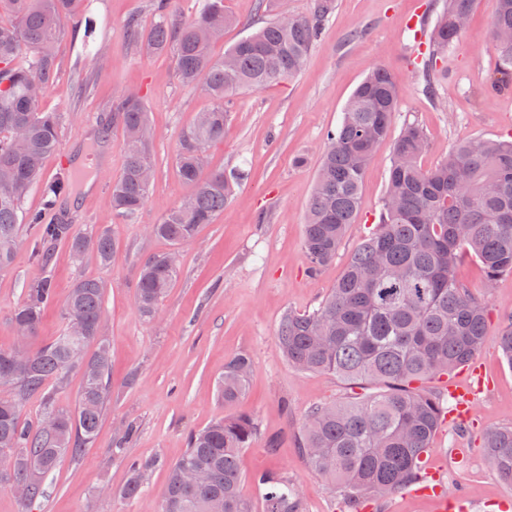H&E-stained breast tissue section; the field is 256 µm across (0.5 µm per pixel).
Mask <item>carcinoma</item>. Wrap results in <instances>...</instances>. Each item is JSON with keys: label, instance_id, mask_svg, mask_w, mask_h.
<instances>
[{"label": "carcinoma", "instance_id": "cac0c4a2", "mask_svg": "<svg viewBox=\"0 0 512 512\" xmlns=\"http://www.w3.org/2000/svg\"><path fill=\"white\" fill-rule=\"evenodd\" d=\"M81 0H0V271L10 268L21 224L40 225L32 253L48 260L49 247L68 241L70 256L93 254L106 266L114 253L109 233L72 234L66 224H44L42 213H24L21 201L41 176L42 163L59 142V121L40 101L53 84L58 62L54 47L63 22ZM492 37L499 60L500 89L512 77V0H494ZM474 0H444L426 30L428 51L416 64L421 91L436 97L437 58L448 51L469 23ZM335 9V0H314L310 12L283 24L276 18L241 38L215 58L211 46L236 24L224 0H206L195 16H171L169 0H158L157 21L145 33L138 20L128 34L148 53H174L180 82L209 95L213 106L180 137L175 172L187 195L170 208L151 235L178 247L194 241L199 228L224 211L233 184L222 170L208 167L206 147L224 138L233 97L240 91L281 83L302 68ZM399 89L382 67L355 89L340 123L326 134L307 206L304 254L315 275L336 260L349 226L356 222L365 169L390 133ZM112 121L126 133L122 173L112 185V205L125 216L145 203L154 175L149 121L142 97L130 92L112 105ZM428 140L415 123L403 124L393 145L389 177L379 204L375 231L350 256L342 275L313 310L288 312L278 331V348L302 372L331 374L370 384L378 392L313 406L300 448L312 472L324 479L345 504L358 512L362 500L382 501L422 479L421 457L448 413V395L416 387L423 379H446L467 364L486 336L489 309L455 275L463 255L481 264L487 285L512 273V135L473 138L448 150L433 168L419 165ZM72 190L61 174L44 192V206L57 207ZM179 273L174 253L146 260L139 269L136 306L152 319ZM55 298L52 281L26 289L14 311L17 334H36L44 310ZM66 328L39 348L19 345L28 367L9 373L15 349L0 348V386L16 394L0 397V484L28 486L21 499L29 507L43 497L45 483L61 459L93 445L109 396L110 356L101 334L105 318L104 284L78 281L64 304ZM97 344L88 352L91 344ZM250 358L238 355L216 381L218 398L231 406L245 393ZM77 372L83 385L72 410L55 405L48 383ZM37 397L42 415H57L52 432L41 421L21 418L22 401ZM256 434L254 419L229 414L190 434L188 448L167 466L164 493L156 512H252L241 493V451ZM487 459L512 482V427L494 428L484 437ZM159 461H132L122 491L140 499ZM262 512H306L297 489L284 477L263 474Z\"/></svg>", "mask_w": 512, "mask_h": 512}]
</instances>
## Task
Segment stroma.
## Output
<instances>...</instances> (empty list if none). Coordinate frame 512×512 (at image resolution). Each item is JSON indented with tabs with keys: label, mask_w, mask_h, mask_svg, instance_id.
<instances>
[{
	"label": "stroma",
	"mask_w": 512,
	"mask_h": 512,
	"mask_svg": "<svg viewBox=\"0 0 512 512\" xmlns=\"http://www.w3.org/2000/svg\"><path fill=\"white\" fill-rule=\"evenodd\" d=\"M154 4L88 0L86 16L64 24L56 44L57 78L40 102L43 111L58 116L59 147L45 159L41 181L23 200V210H43L46 223H55L56 211L43 208V189L63 172L61 157L69 155L83 164L91 180L71 195L69 221L85 233L109 231L116 252L106 267L91 254L74 264L62 241L43 262L32 254L34 225H21L13 263L0 272V348L18 343L13 314L28 284L49 279L56 288L53 304L29 341L37 347L64 330V303L75 282L96 278L104 284V335L112 371L109 402L92 447L78 457L64 456L43 497L26 512H154L166 471L153 472L145 498L128 500L120 491L129 477V461H176L187 448L189 432L231 410L251 415L257 427L240 456L242 494L253 508H260L264 493L255 478L270 473L288 478L302 492L307 512H339L337 496L311 472L298 439L313 403L346 399L354 388L336 376L288 365L277 346L278 325L286 311L317 307L373 230L393 137L404 122L418 123L428 137L430 148L421 159L425 168L459 142L512 134V86L488 89L500 77L491 38L493 2L475 0L459 41L438 58L440 100L434 103L419 90L415 64L420 52L406 22L418 12L435 18L441 0H336L322 37L297 75L235 95L223 140L207 149L213 168L237 176L235 192L224 212L178 250V279L156 318L147 320L135 304L139 266L173 249L151 236L149 228L186 195L174 168L179 139L198 112L211 105L203 93L180 83L173 54L148 55L127 40V19L138 17L143 28H150ZM224 7L238 24L214 45L217 57L267 19L258 0H224ZM379 66L393 75L400 90L392 136L377 147L365 171L359 215L335 262L312 277L303 251L305 211L324 137L339 123L357 85ZM130 90L140 92L154 130L155 178L141 209L125 218L112 207V184L124 161L122 131L110 128L103 156H95L91 142L113 103ZM299 156L304 165H295ZM457 276L489 308L487 335L475 359L490 383L474 396L469 427L461 432L443 423L424 462L439 473L447 491L467 485L470 512H501L500 502L512 501V483L489 463L481 441L489 428L512 426V365L499 346L502 327L512 321V273L486 285L479 261L467 256ZM240 354L250 357L252 371L245 395L230 409L218 400L215 380L225 363ZM125 422L136 425L137 435L119 453L115 444Z\"/></svg>",
	"instance_id": "obj_1"
}]
</instances>
